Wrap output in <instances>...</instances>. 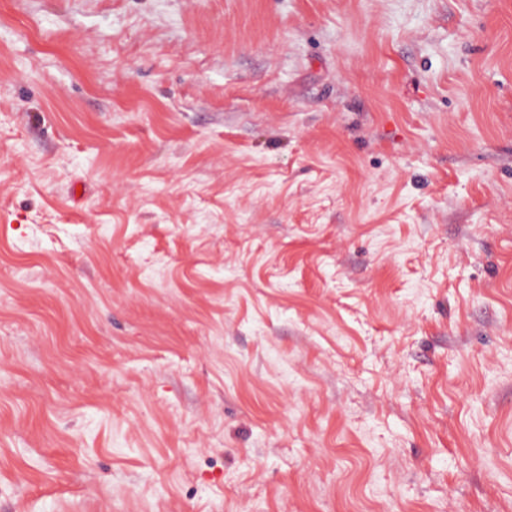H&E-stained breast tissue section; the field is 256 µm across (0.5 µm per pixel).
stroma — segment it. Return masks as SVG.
Segmentation results:
<instances>
[{"label":"stroma","instance_id":"stroma-1","mask_svg":"<svg viewBox=\"0 0 512 512\" xmlns=\"http://www.w3.org/2000/svg\"><path fill=\"white\" fill-rule=\"evenodd\" d=\"M0 512H512V0H0Z\"/></svg>","mask_w":512,"mask_h":512}]
</instances>
